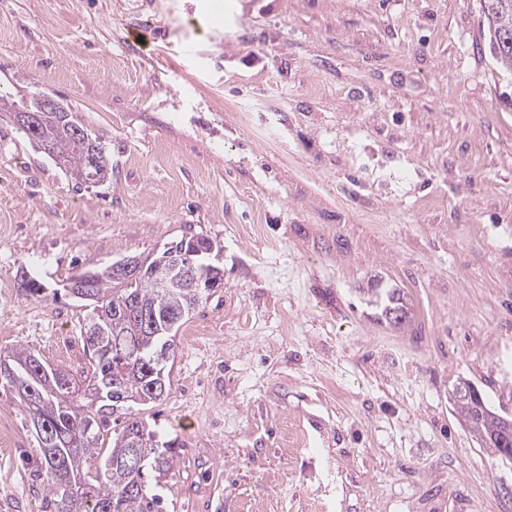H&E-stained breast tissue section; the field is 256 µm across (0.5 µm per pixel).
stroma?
<instances>
[{"label":"stroma","mask_w":512,"mask_h":512,"mask_svg":"<svg viewBox=\"0 0 512 512\" xmlns=\"http://www.w3.org/2000/svg\"><path fill=\"white\" fill-rule=\"evenodd\" d=\"M0 94L75 107L112 157L78 185L0 116V354L79 372L59 284L218 247L145 414L181 443L162 512H503L453 401L512 418V74L480 0H0ZM0 429V512H43L1 387ZM374 302L376 307L380 310L378 318L380 320H384L388 325L396 326L402 324L405 321L407 317V311L403 302V295L401 296L400 290H398V288H376ZM377 303H380V305H377ZM389 309H405L403 313V320L401 322L391 321L387 316Z\"/></svg>","instance_id":"obj_1"}]
</instances>
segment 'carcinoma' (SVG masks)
<instances>
[{
  "instance_id": "cac0c4a2",
  "label": "carcinoma",
  "mask_w": 512,
  "mask_h": 512,
  "mask_svg": "<svg viewBox=\"0 0 512 512\" xmlns=\"http://www.w3.org/2000/svg\"><path fill=\"white\" fill-rule=\"evenodd\" d=\"M511 6L493 12L483 11L489 33V51L499 67L512 73ZM43 142L57 147L55 166L76 177L87 165L89 143L84 135L63 133L54 124L39 130ZM95 183L106 182L112 162L95 137ZM185 238L168 243L162 253L140 257L148 269L165 255L183 249ZM95 300L82 334L88 362L80 378L59 368L47 367L41 375L32 367L42 357L31 348H18L4 357L8 366L27 376L32 398L14 393L17 405L29 421L30 411L40 413L48 426L52 443L37 439V467L46 491L45 512H66L61 476L70 474L81 482L82 512H161L160 497L146 493L145 478L150 470L169 472L175 458V440L160 441L142 412L160 398L152 392L159 377L169 378L168 361L173 355L181 325L208 294H190L175 289L168 294L155 288L150 276L124 282L113 275L108 264L91 271ZM379 319L393 324L387 312L405 309L396 288L375 289ZM97 327L100 336L91 340L89 330ZM454 405L478 439L490 446L495 458L506 462L502 449L493 440L495 420L478 414L470 400L454 396ZM121 423L120 430L105 443L103 429L109 422Z\"/></svg>"
}]
</instances>
